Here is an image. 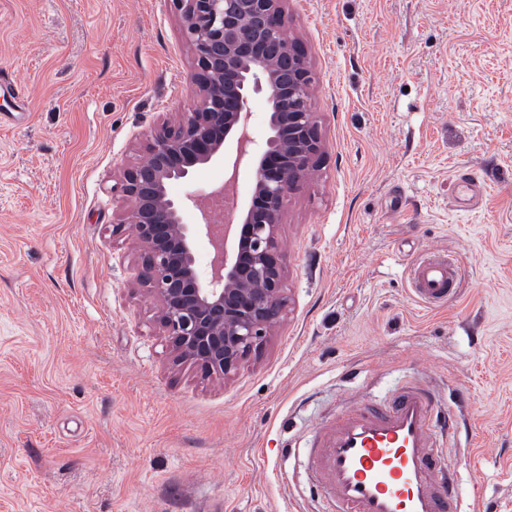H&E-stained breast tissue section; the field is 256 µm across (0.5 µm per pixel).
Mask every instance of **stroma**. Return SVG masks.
Wrapping results in <instances>:
<instances>
[{"label":"stroma","mask_w":512,"mask_h":512,"mask_svg":"<svg viewBox=\"0 0 512 512\" xmlns=\"http://www.w3.org/2000/svg\"><path fill=\"white\" fill-rule=\"evenodd\" d=\"M326 148L279 229L288 306L240 371L174 364L112 186L193 103L171 0H0V512H322L304 459L347 404L464 393L461 512H512V0H288ZM485 193L458 210L459 181ZM444 249L430 309L407 266ZM408 277L412 293L420 303L426 307L442 306L458 294L462 266L455 255L431 250L412 260Z\"/></svg>","instance_id":"1"}]
</instances>
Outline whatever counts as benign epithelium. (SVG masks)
<instances>
[{
	"mask_svg": "<svg viewBox=\"0 0 512 512\" xmlns=\"http://www.w3.org/2000/svg\"><path fill=\"white\" fill-rule=\"evenodd\" d=\"M192 54L196 102L163 120L143 157L119 171L112 191L127 203L141 249L137 284L158 302L161 336L178 364L225 379L257 352L286 313V260L279 245L288 199L320 166L321 123L304 49L290 36L288 0H171ZM264 99L268 130L257 140L251 100ZM222 163L229 186L252 173L249 199L217 224L197 196L170 193L201 167ZM204 239L210 268L197 260Z\"/></svg>",
	"mask_w": 512,
	"mask_h": 512,
	"instance_id": "obj_1",
	"label": "benign epithelium"
}]
</instances>
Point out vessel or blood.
Here are the masks:
<instances>
[{
	"mask_svg": "<svg viewBox=\"0 0 512 512\" xmlns=\"http://www.w3.org/2000/svg\"><path fill=\"white\" fill-rule=\"evenodd\" d=\"M427 307L453 299L463 279L458 258L431 250L408 267ZM458 419L427 384L408 380L390 398L367 400L320 427L308 458L327 512H457V490L441 447Z\"/></svg>",
	"mask_w": 512,
	"mask_h": 512,
	"instance_id": "vessel-or-blood-1",
	"label": "vessel or blood"
}]
</instances>
